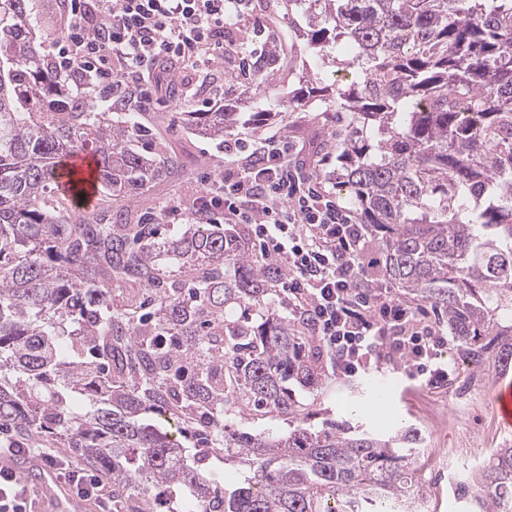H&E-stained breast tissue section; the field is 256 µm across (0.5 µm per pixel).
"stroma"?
<instances>
[{
  "label": "stroma",
  "instance_id": "1",
  "mask_svg": "<svg viewBox=\"0 0 512 512\" xmlns=\"http://www.w3.org/2000/svg\"><path fill=\"white\" fill-rule=\"evenodd\" d=\"M314 22V13L289 5L288 0H268L266 10L251 9L243 20L246 33L261 27L270 42L299 48L292 75L281 77L270 94H262L246 81H224L225 69L235 68L240 59L236 47L229 44L224 47L223 67L215 72L223 81L221 94L204 91L197 96L182 93L175 97L166 88H153L149 108L137 114L145 134L136 139L135 147L164 157L179 156L183 168L178 176L153 184L136 201L111 198L113 214L145 208L157 213L169 202L185 212L193 208L205 179L215 178L233 160L232 155L196 137L185 125L184 113L203 111L208 102H226L243 113L245 121L234 130V137L258 141L280 133L301 173L307 176L319 171L318 189L331 194L338 204H345L346 193L334 177L336 155L325 149L324 143L330 135L348 134L349 114L328 109L326 103L314 98L308 106L281 118L261 115L268 107L267 97H287L298 88L302 71L313 67V58L301 49V34ZM444 353L453 371L448 381L434 386L410 379L398 355L385 353L369 370L353 378L338 375L332 365H325L326 384L314 392L297 393L317 425L327 418L344 417L383 433L411 424L419 426L426 437L416 462L427 490L422 512H459L449 476L483 464L493 449L512 446V427L501 424L492 406L496 386L512 384V369L478 375L454 345H447Z\"/></svg>",
  "mask_w": 512,
  "mask_h": 512
}]
</instances>
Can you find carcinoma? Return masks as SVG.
I'll return each mask as SVG.
<instances>
[{"label":"carcinoma","instance_id":"cac0c4a2","mask_svg":"<svg viewBox=\"0 0 512 512\" xmlns=\"http://www.w3.org/2000/svg\"><path fill=\"white\" fill-rule=\"evenodd\" d=\"M323 9L306 33L316 58L305 86L351 114L330 138L338 184L370 230L368 273L440 311L459 353L479 368L512 364V0H288ZM28 0H0V436L48 440L112 482V512H384L426 495L420 432L374 435L348 420L300 417L290 382H325L312 325L275 308L288 269L249 248L240 224L165 234L146 215L112 221L103 203L74 208L66 164L93 149L106 195L129 200L179 168L133 148L137 124L70 93L35 43ZM242 69L275 86L292 61L242 42ZM361 72L345 82L330 68ZM218 144L240 113L187 112ZM66 179L69 198L49 203ZM143 287L141 304L112 290ZM251 405L288 418L286 436L232 430ZM84 412L79 413L76 407ZM181 426L178 440L147 415ZM224 452L249 466L232 483ZM466 512H512V446L457 482Z\"/></svg>","mask_w":512,"mask_h":512}]
</instances>
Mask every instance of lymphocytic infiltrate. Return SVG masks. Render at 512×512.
I'll return each instance as SVG.
<instances>
[{
    "mask_svg": "<svg viewBox=\"0 0 512 512\" xmlns=\"http://www.w3.org/2000/svg\"><path fill=\"white\" fill-rule=\"evenodd\" d=\"M67 35L51 41L49 66L96 99L118 107L151 101L154 69L174 59L206 75L224 55L225 35L240 36L248 0H66ZM236 159L208 183L189 215L193 224H248L260 257L288 267V308L310 319L338 374L365 370L383 350L404 358L410 378L446 381L447 337L425 324L419 309L364 273L363 225L330 196L295 180L288 143L279 134L262 147L236 139ZM48 468L66 472L73 493L108 512L110 493L98 476L67 470L63 458L39 449Z\"/></svg>",
    "mask_w": 512,
    "mask_h": 512,
    "instance_id": "f902f5d3",
    "label": "lymphocytic infiltrate"
}]
</instances>
